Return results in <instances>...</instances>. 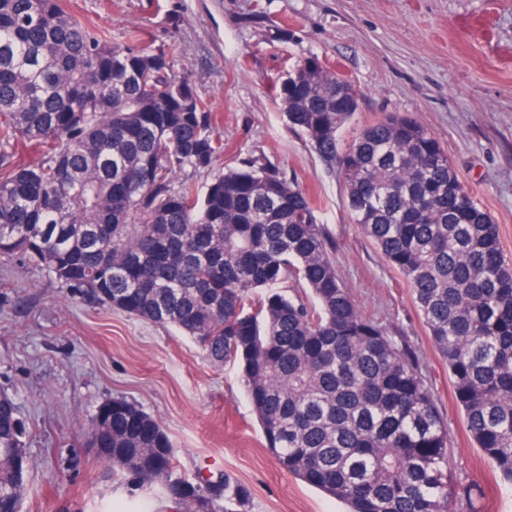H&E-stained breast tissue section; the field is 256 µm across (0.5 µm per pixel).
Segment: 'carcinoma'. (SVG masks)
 <instances>
[{"instance_id":"obj_1","label":"carcinoma","mask_w":512,"mask_h":512,"mask_svg":"<svg viewBox=\"0 0 512 512\" xmlns=\"http://www.w3.org/2000/svg\"><path fill=\"white\" fill-rule=\"evenodd\" d=\"M274 86L288 127L342 174L353 223L410 284L467 430L512 484V263L434 135L388 113L344 144L347 83L312 56ZM38 147L34 165L19 146ZM224 138L174 55L114 44L62 0H0V255L98 305L190 336L244 392L280 467L346 512H452L448 427L407 349L364 317L315 204L261 156L200 189ZM259 289L266 290L257 298ZM112 468L183 512H248L231 476L177 472L162 425L112 399ZM22 417L0 424L20 501Z\"/></svg>"}]
</instances>
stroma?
<instances>
[{
	"label": "stroma",
	"instance_id": "stroma-1",
	"mask_svg": "<svg viewBox=\"0 0 512 512\" xmlns=\"http://www.w3.org/2000/svg\"><path fill=\"white\" fill-rule=\"evenodd\" d=\"M86 25L126 44L174 50L224 138L209 181L262 156L317 204L332 261L359 310L415 355L448 424V467L465 492L453 512H512V485L476 447L404 276L354 224L339 171L288 129L272 88L315 56L360 91L342 133L388 112L420 120L462 184L500 229L512 261V0H65ZM0 390L29 422L22 512H163L129 492L85 444L101 402L123 398L157 419L186 479L225 472L250 492L249 512H343L288 474L264 439L237 366L214 365L178 329L89 303L45 273L0 259Z\"/></svg>",
	"mask_w": 512,
	"mask_h": 512
}]
</instances>
